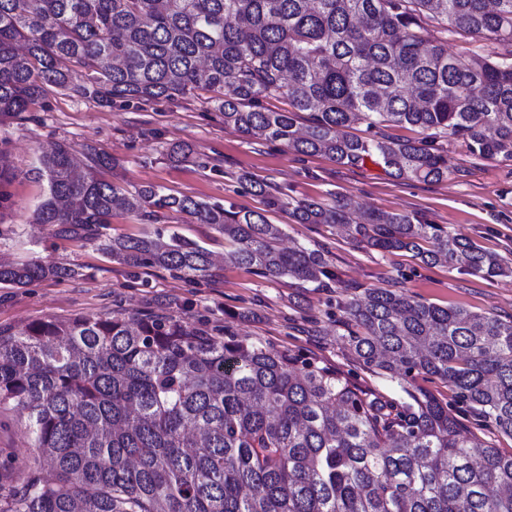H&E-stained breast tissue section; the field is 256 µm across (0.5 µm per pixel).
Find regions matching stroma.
Here are the masks:
<instances>
[{
  "label": "stroma",
  "mask_w": 512,
  "mask_h": 512,
  "mask_svg": "<svg viewBox=\"0 0 512 512\" xmlns=\"http://www.w3.org/2000/svg\"><path fill=\"white\" fill-rule=\"evenodd\" d=\"M207 92L147 104L104 105L55 87L29 112L0 124V159L10 181L0 202V261L26 252L75 267L62 281H38L22 288H0V325L22 327L36 320H65L76 315L155 313L193 324L226 328L253 342L279 350L308 353L341 371L353 370L360 385L395 396L390 379L360 368L354 353L337 340V298L364 288H401L417 299L462 305L502 317L512 315V276L484 279L445 264L422 265L411 254L383 255L357 246L338 228L298 224L287 209L269 214L283 229L282 245L323 251L334 277L317 288L297 281L266 279L221 261L210 281L190 282L158 270L133 271L77 240L54 236L35 223L33 212L45 186L32 170L37 154L60 141L76 150L91 146L112 156L109 174L116 185L134 190L155 184L174 194L223 204L237 211L261 207L239 180L247 174L281 192L284 200L335 197L350 199L356 214L407 212L426 224H440L512 265V158H480L455 138H441L448 177L437 183L398 181L380 165L366 162L343 167L325 155L300 156L280 142L258 140L224 123L208 103ZM189 143V161L172 163L166 148ZM177 232L205 242L215 255L224 239L187 215L160 211L152 225L138 214L114 210L107 232L113 236L142 232Z\"/></svg>",
  "instance_id": "1"
}]
</instances>
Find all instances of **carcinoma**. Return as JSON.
Returning <instances> with one entry per match:
<instances>
[{
	"label": "carcinoma",
	"instance_id": "obj_1",
	"mask_svg": "<svg viewBox=\"0 0 512 512\" xmlns=\"http://www.w3.org/2000/svg\"><path fill=\"white\" fill-rule=\"evenodd\" d=\"M487 36L505 52L463 60L422 32ZM104 104L176 99L203 88L224 124L298 155L392 178L439 182L452 136L481 158H512V0H0V123L44 86ZM285 94L291 110L262 99ZM363 127L362 134L352 130ZM411 127L420 139L382 129ZM62 142L37 160L45 194L34 221L129 268L215 277L205 243L177 233L112 237L119 202L150 221L185 214L224 236L229 260L269 279L322 286L328 259L279 245L268 208L286 203L250 177L266 208L227 210L102 171L113 159ZM297 224H328L381 253L410 252L492 279L496 252L405 213L300 199ZM73 273L31 258L0 263L21 288ZM338 341L394 380L399 397L362 387L317 358L154 315L0 326V406L27 415L31 444L0 452V512H512V453L477 448L448 404L416 388L435 376L512 438V317L366 288L337 302ZM54 474L46 480L43 471Z\"/></svg>",
	"mask_w": 512,
	"mask_h": 512
}]
</instances>
